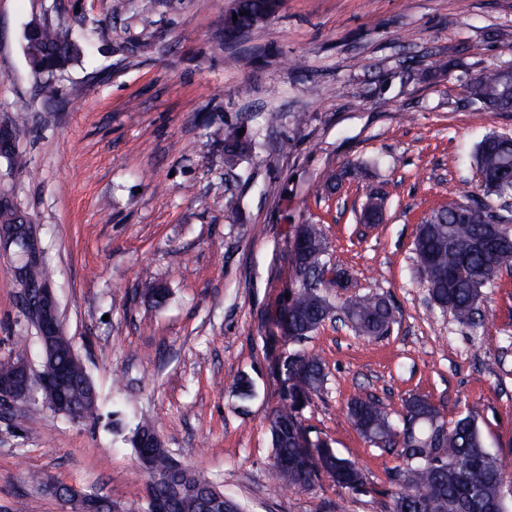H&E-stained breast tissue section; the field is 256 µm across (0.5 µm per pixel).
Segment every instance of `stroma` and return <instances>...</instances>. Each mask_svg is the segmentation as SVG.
I'll list each match as a JSON object with an SVG mask.
<instances>
[{"instance_id":"obj_1","label":"stroma","mask_w":512,"mask_h":512,"mask_svg":"<svg viewBox=\"0 0 512 512\" xmlns=\"http://www.w3.org/2000/svg\"><path fill=\"white\" fill-rule=\"evenodd\" d=\"M227 4L155 0L145 28L135 0H0V123L26 115L17 145L29 159L0 175V190L31 218L63 331L100 403L93 423L38 402L0 416V512L20 503L65 512L50 482L141 512L148 477L112 426L116 410L155 425L175 458L246 512H392L401 461L350 424L355 396L398 414L423 395L449 424L478 405L512 494V275L488 288L487 319L473 332L428 304L412 250L421 219L471 189L477 143L512 133V112L467 97L483 70L512 68V0H281L233 45ZM36 17L87 46L50 102L24 52ZM138 42L147 50L128 53ZM440 58L446 71L434 68ZM270 108L283 114L273 130L261 121ZM224 124L244 125L262 150L226 167L210 135ZM353 164L367 165L366 177L319 189L325 172ZM373 192L385 218L360 223ZM301 224L321 225L355 293L391 301L388 336L328 322L301 344L283 337L273 314L291 288ZM17 260L0 249V358L23 354L37 371L42 350L21 309ZM148 280L167 285L165 305L136 296ZM298 349L320 355L328 375L300 411L307 437L353 461L364 489L323 472L308 491L275 486L267 417L283 395L278 365ZM240 373L255 384L244 409L228 387Z\"/></svg>"}]
</instances>
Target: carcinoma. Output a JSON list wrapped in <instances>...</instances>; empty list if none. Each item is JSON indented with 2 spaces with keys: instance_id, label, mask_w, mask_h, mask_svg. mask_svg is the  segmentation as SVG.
Returning <instances> with one entry per match:
<instances>
[{
  "instance_id": "cac0c4a2",
  "label": "carcinoma",
  "mask_w": 512,
  "mask_h": 512,
  "mask_svg": "<svg viewBox=\"0 0 512 512\" xmlns=\"http://www.w3.org/2000/svg\"><path fill=\"white\" fill-rule=\"evenodd\" d=\"M280 0H234L224 15V40L233 43L256 29L275 14ZM25 55L31 72L42 79L41 94L55 97L54 79L68 65L79 61L84 45L54 25L37 20L25 36ZM504 71L488 68L468 86L469 100L496 112H512V91L506 89ZM215 139L224 142V162L237 165L250 157L256 142L238 126L216 128ZM478 173L476 195L506 199L512 196V180L499 174L512 172V136L489 133L476 145L472 155ZM0 164L14 173L28 165L25 154L13 145L0 153ZM362 174L358 166L328 171L319 179V188H336L345 178L355 180ZM0 232L9 237L10 246L22 257L17 269L27 284L38 287L46 279L45 267L32 236L30 217L4 193L0 195ZM413 252L420 272V285L436 302L441 313L459 324L477 329L475 308L486 305V288L499 274L512 271V210L494 212L475 199L467 202L448 200L434 208L417 225ZM294 281L289 300L279 315L278 324L285 337L299 340L316 331L327 320L335 305L326 294L334 286L346 287L345 271L331 265L329 246L317 224L299 226L294 241ZM136 293L161 304L165 288L154 281L142 283ZM348 324L357 336L381 338L397 323L396 310L382 294L347 297L341 304ZM58 362L65 365L76 380L73 390L78 406V421L99 418V394L79 356L61 348ZM285 385L281 404L268 418L272 448V471L276 484L290 489H308L319 471L353 490L365 485V477L356 464L339 456L319 440L310 442L299 420L301 403L320 393L327 380L324 363L317 354L284 358L279 367ZM241 406L254 396V384L245 373L230 384ZM347 416L373 446L395 453L402 465L392 477V512H512L503 497V461L487 446L478 423L479 409L473 404L451 427L441 421V413L427 397L412 395L405 400L402 421H396L385 407L372 397H358L347 405ZM156 434L154 426L143 421L129 429L127 441L139 453L138 442ZM153 470L161 478L153 495L165 497L185 483L202 479L191 466H179L163 444L149 449ZM179 512H206V500L185 493Z\"/></svg>"
}]
</instances>
